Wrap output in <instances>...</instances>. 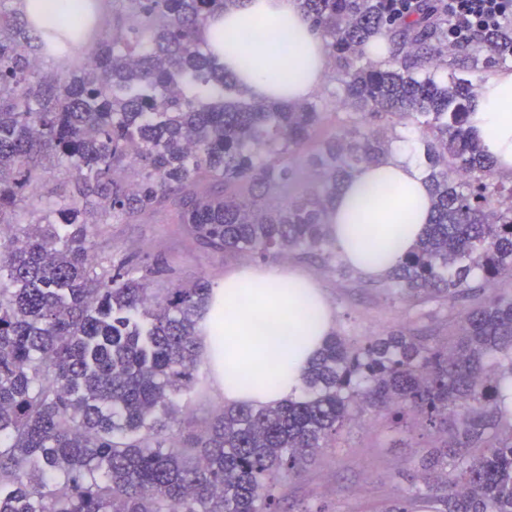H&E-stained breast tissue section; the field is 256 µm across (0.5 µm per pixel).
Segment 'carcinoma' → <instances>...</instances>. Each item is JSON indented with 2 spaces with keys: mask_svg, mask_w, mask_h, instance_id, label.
Here are the masks:
<instances>
[{
  "mask_svg": "<svg viewBox=\"0 0 512 512\" xmlns=\"http://www.w3.org/2000/svg\"><path fill=\"white\" fill-rule=\"evenodd\" d=\"M0 0V512H279L283 479L379 408L440 434L419 486L382 512H512V182L468 115L489 72L448 52L444 0H299L334 76L315 98L258 100L201 37L244 0H124L36 31ZM385 35L387 59L366 46ZM512 36L485 35L497 50ZM80 64L54 81L37 53ZM413 141L433 198L424 237L383 287L409 322L360 343L335 334L304 395L224 407L175 430L204 380L199 322L212 285L150 288L160 264H112L100 225L171 208L216 253L314 257L355 271L326 229L344 183ZM72 189L38 192L43 161ZM98 4V29L96 35L112 33L122 25L118 3L114 0H100Z\"/></svg>",
  "mask_w": 512,
  "mask_h": 512,
  "instance_id": "cac0c4a2",
  "label": "carcinoma"
}]
</instances>
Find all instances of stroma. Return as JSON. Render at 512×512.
<instances>
[{
  "mask_svg": "<svg viewBox=\"0 0 512 512\" xmlns=\"http://www.w3.org/2000/svg\"><path fill=\"white\" fill-rule=\"evenodd\" d=\"M101 230L100 242L113 261L130 257L142 266L163 262L164 272L151 280L155 288L188 287L201 276L215 285L246 263L245 258L201 247L168 211L125 224H105ZM287 263L317 282L336 314L337 332L364 339L407 320L405 303L372 280H337L301 255ZM223 406V393L214 377H207L189 398L182 431L203 429ZM430 440L418 426L381 411L370 412L360 423L345 426L339 447L323 449L307 472L285 478L282 512H304L305 507L317 505L327 512H379L407 494L414 463Z\"/></svg>",
  "mask_w": 512,
  "mask_h": 512,
  "instance_id": "35a3bbf8",
  "label": "stroma"
}]
</instances>
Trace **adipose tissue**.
Segmentation results:
<instances>
[{
    "label": "adipose tissue",
    "mask_w": 512,
    "mask_h": 512,
    "mask_svg": "<svg viewBox=\"0 0 512 512\" xmlns=\"http://www.w3.org/2000/svg\"><path fill=\"white\" fill-rule=\"evenodd\" d=\"M303 48L280 60L264 41L239 47L255 26ZM224 68L252 95L301 101L321 84L328 56L298 0H244L216 15L202 34ZM499 173L512 176V72L484 84L469 114ZM432 198L420 165L406 154L360 168L336 196L328 229L342 260L365 277L387 276L425 233ZM336 330L316 281L285 264L241 266L213 289L200 322L205 356L228 406L281 403L301 395L305 373Z\"/></svg>",
    "instance_id": "adipose-tissue-1"
}]
</instances>
